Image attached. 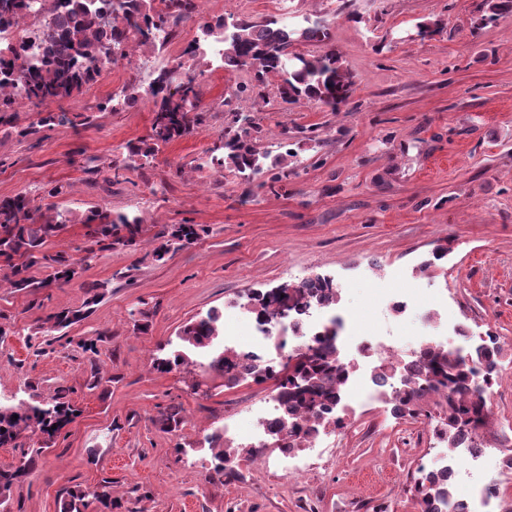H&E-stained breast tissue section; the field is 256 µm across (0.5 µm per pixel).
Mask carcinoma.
I'll use <instances>...</instances> for the list:
<instances>
[{"label": "carcinoma", "instance_id": "cac0c4a2", "mask_svg": "<svg viewBox=\"0 0 512 512\" xmlns=\"http://www.w3.org/2000/svg\"><path fill=\"white\" fill-rule=\"evenodd\" d=\"M0 0V27L19 25L32 11L43 12L52 21L40 29L38 40H25L5 50L0 49V112H8L17 102L24 101L36 108L72 99L82 93L84 86L97 80V71L86 62L114 54L132 60L136 48L162 47L170 41L175 28L199 13L198 0ZM488 19H511L512 0H486ZM329 29L320 18L304 17L303 23H286L280 18L254 21L235 19L230 34L224 36V55L221 61L228 72L251 70L253 83L239 85L234 91L237 100L233 124L224 128V141L211 150L208 163L232 168L246 184L264 169L268 154L257 150L254 141L263 132L260 123L251 115L248 101L262 96L261 89L269 77L278 78L279 98L286 104L302 100L316 101L337 112L345 106L354 91L350 72L344 67L336 49L329 46ZM321 43L325 50L318 54L295 51L300 43ZM145 93L152 103L151 134L149 139L127 146L128 160L155 156L159 146L187 136L201 124V93L197 76L192 69L183 75L175 69H160L147 88L134 80L118 94L97 104L102 110H117L139 93ZM82 114L46 112L39 116L40 126L80 124ZM47 217L31 206L23 195L0 199V259L9 266L4 280L16 291L48 288L62 285L77 275L75 263L62 254L43 252L46 242L72 222V213L49 207ZM86 236L103 249L121 246L135 250L140 245L141 220L127 212H107L92 209L83 220ZM203 228L197 224H173L160 232L153 249V257L162 261L193 244ZM41 262L55 270L53 279L37 281L30 268ZM302 288L283 283L266 292L252 295L253 313L264 319L270 313L269 304L288 305L293 314L305 311L307 304ZM84 319L80 310H61L50 314L47 322L57 330L70 327ZM221 315L216 310L206 317L192 321L181 329L183 350H175L154 361V368L167 372L189 361L187 352L210 347L219 336ZM503 344L498 336L477 348L484 361L486 382L492 386L498 378V361ZM238 354L224 350L209 362V367L237 380ZM425 369L409 367V374L398 385L399 405L392 412L399 418L417 419L422 416L421 401L436 396L448 410L444 428L436 435L448 443L459 445L463 432L479 437L488 425V413L481 396L469 394V379L473 368L450 350L427 348L421 354ZM266 378H275L283 389V413L271 435H283L292 440V447H301L298 434L302 427L298 418L302 412L315 413L306 430L317 435L320 429L338 424L332 407L341 401L347 370L344 358L330 348L319 349L298 359L293 365L284 364L260 372ZM74 410L60 398L21 401L17 404L0 403V447L14 444L21 431L30 429L53 438L66 427ZM44 446L21 450L19 465L0 469V496H6L12 486L26 477L34 468ZM412 491L422 506L421 512H448L458 509L453 493L451 469L429 471L413 479ZM86 492L71 491L62 500L60 512H84Z\"/></svg>", "mask_w": 512, "mask_h": 512}]
</instances>
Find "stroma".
Wrapping results in <instances>:
<instances>
[{
  "instance_id": "35a3bbf8",
  "label": "stroma",
  "mask_w": 512,
  "mask_h": 512,
  "mask_svg": "<svg viewBox=\"0 0 512 512\" xmlns=\"http://www.w3.org/2000/svg\"><path fill=\"white\" fill-rule=\"evenodd\" d=\"M201 17H320L350 70L354 92L340 111L315 102L283 107L268 79L256 117L260 151L285 155L287 179L265 170L243 183L228 168L207 166L232 119L224 107L247 70L227 72L211 55L192 65L203 122L159 147L146 168L120 181L112 163L128 143L148 138L152 104L143 96L119 111L99 102L130 80L126 60L57 111L85 113L83 125L37 127L19 103L0 112V198L71 210L73 221L44 250L82 261L79 278L34 293L0 288V401L43 400L66 390L79 414L15 484L0 512H60L70 490L110 482L111 507L86 512H419L410 481L431 460H465L434 438L435 399L419 419L397 418L387 400L356 408L340 435L326 438L318 470L291 476L260 453L238 457L234 474L213 472V434L238 409L248 428L264 385L193 364L168 372L153 362L179 348L188 321L218 310L248 341L253 291L295 277L341 283L337 312L347 323L390 331L415 346L426 303L408 278L425 269L429 285L447 287L448 312L504 341L505 371L493 387L484 443L492 455L485 481L498 487L496 512H512V19L482 23L484 0H199ZM444 31L419 40L425 18ZM319 130L308 141L300 131ZM137 214V250H95L83 220L92 208ZM198 224L205 232L167 261L153 258L158 232ZM447 246L435 259L438 246ZM407 276L405 313L381 307L389 270ZM108 288L92 312L58 332L46 317L91 302L93 283ZM182 421L161 429V412Z\"/></svg>"
}]
</instances>
